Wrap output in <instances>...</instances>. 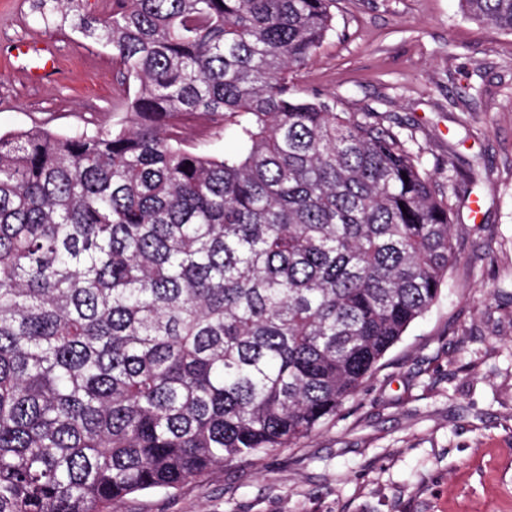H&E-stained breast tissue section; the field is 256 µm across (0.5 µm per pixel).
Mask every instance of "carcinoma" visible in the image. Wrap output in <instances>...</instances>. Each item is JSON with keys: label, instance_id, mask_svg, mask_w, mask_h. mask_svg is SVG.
Here are the masks:
<instances>
[{"label": "carcinoma", "instance_id": "1", "mask_svg": "<svg viewBox=\"0 0 512 512\" xmlns=\"http://www.w3.org/2000/svg\"><path fill=\"white\" fill-rule=\"evenodd\" d=\"M333 2L37 0L127 88L108 128L0 135V512H117L288 448L439 300L422 157L296 94ZM458 2L512 34V0Z\"/></svg>", "mask_w": 512, "mask_h": 512}]
</instances>
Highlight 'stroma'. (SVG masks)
<instances>
[{"mask_svg":"<svg viewBox=\"0 0 512 512\" xmlns=\"http://www.w3.org/2000/svg\"><path fill=\"white\" fill-rule=\"evenodd\" d=\"M298 72L303 97L382 122L451 197L448 287L339 414L288 448L225 463L118 512H512V35L458 0H334ZM53 45L35 82L4 45ZM123 86L110 49L0 0V134L106 127Z\"/></svg>","mask_w":512,"mask_h":512,"instance_id":"stroma-1","label":"stroma"}]
</instances>
